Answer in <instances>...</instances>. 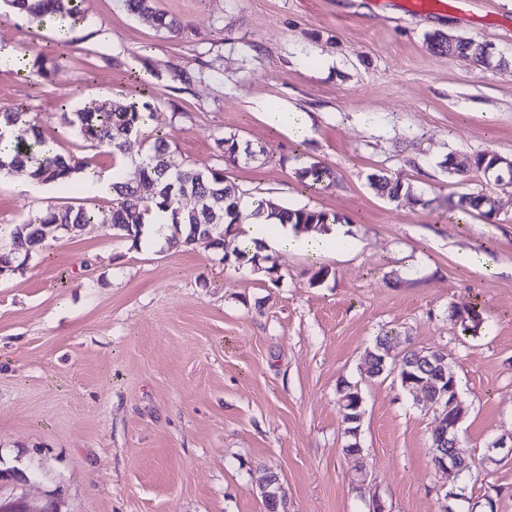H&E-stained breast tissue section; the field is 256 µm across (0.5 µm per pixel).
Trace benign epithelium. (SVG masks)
<instances>
[{
	"mask_svg": "<svg viewBox=\"0 0 512 512\" xmlns=\"http://www.w3.org/2000/svg\"><path fill=\"white\" fill-rule=\"evenodd\" d=\"M438 374L420 382L424 401L430 405L438 423L433 438V460L436 470L446 472L456 479V484L448 490L446 512H476L482 504L497 512V497L492 492L484 495V501L473 502L466 494V471L469 469L466 451L462 448L459 435L451 429H459L467 414V407L455 387L456 373L452 366L439 357L436 359ZM512 457V436L498 437L492 441L483 454V463L498 465ZM0 512H44V508L29 502L24 492L28 479L21 474L10 473L0 478Z\"/></svg>",
	"mask_w": 512,
	"mask_h": 512,
	"instance_id": "obj_1",
	"label": "benign epithelium"
}]
</instances>
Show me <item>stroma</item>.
<instances>
[{"label": "stroma", "mask_w": 512, "mask_h": 512, "mask_svg": "<svg viewBox=\"0 0 512 512\" xmlns=\"http://www.w3.org/2000/svg\"><path fill=\"white\" fill-rule=\"evenodd\" d=\"M154 0L181 25L157 31L124 0H82L61 29L0 9V108H24L57 151L92 152L61 114L86 98L150 92L172 167L212 164L231 137L254 161L225 164L249 196L338 216L353 247L311 256L258 248L276 275L223 250L132 245L106 224L48 240L0 277V469L33 474L27 493L60 512H265L277 474L284 512H441L451 476L432 462V409L396 376L368 378L365 351L438 348L461 381L464 448L481 462L512 433V182L460 176L450 159L512 160V0ZM67 59L39 79L27 64ZM486 45L477 63L432 47ZM208 73L182 83L179 73ZM301 112L303 139L270 122ZM332 177L312 188L298 169ZM412 184L391 201L370 174ZM496 201L492 219L456 223L462 196ZM81 185L17 193L0 182V225L63 205L107 207ZM328 268L323 281L313 272ZM477 307L476 336L452 313ZM359 385L363 453L347 441L339 389ZM365 480H358V473Z\"/></svg>", "instance_id": "35a3bbf8"}]
</instances>
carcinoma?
<instances>
[{
    "mask_svg": "<svg viewBox=\"0 0 512 512\" xmlns=\"http://www.w3.org/2000/svg\"><path fill=\"white\" fill-rule=\"evenodd\" d=\"M126 9L133 15L145 17L158 30L170 34L180 33L181 26L154 7V0H124ZM4 5L17 9L28 20L41 23L57 16L78 21L81 17L79 0H3ZM455 52L463 59H479L485 50L480 45L462 40ZM161 100L98 102L90 101L75 112L63 113L64 123L73 129L86 147L116 158L124 150L126 141L134 133L148 127ZM149 144L140 165V179L129 182L122 178L121 171L112 172V206L87 209L83 206L48 207L27 217L19 224L0 228V277H7L19 270L23 263L40 252L48 238L70 234L83 224H109L113 236L137 243L147 217L155 209L170 213L168 226L170 246L190 247L202 245L220 248L224 245V229L242 223L244 219L254 224H265L276 219L281 224H292L304 231L327 229L330 216L315 208H283L270 202L259 201L258 207L246 211L241 206L243 193L224 176V169L216 166L205 168H173L167 161L168 144L157 133H148ZM220 156L232 162L239 159L240 146L229 138L216 139ZM498 157L484 152L471 157L469 164L458 168L464 174L471 169L488 172L496 165ZM5 166L31 169L30 175L42 183H68L74 175L92 167L91 161L71 154L56 153L48 141L19 110L0 111V169ZM300 177L313 185L322 184L331 176L330 171L320 165L311 164L298 171ZM370 186L376 193L395 200L413 194V187L392 181L384 175L370 177ZM196 196L204 203L189 206L184 197ZM465 206L489 219L493 215L491 198L485 194H472L465 198ZM465 333L477 332L484 323L482 313L472 307L459 320ZM393 336L376 337L374 346L365 354L367 376L379 378L395 370L396 362L403 364L414 358L417 349H407L401 358L394 357L380 365L382 354L379 343H391Z\"/></svg>",
    "mask_w": 512,
    "mask_h": 512,
    "instance_id": "1",
    "label": "carcinoma"
}]
</instances>
